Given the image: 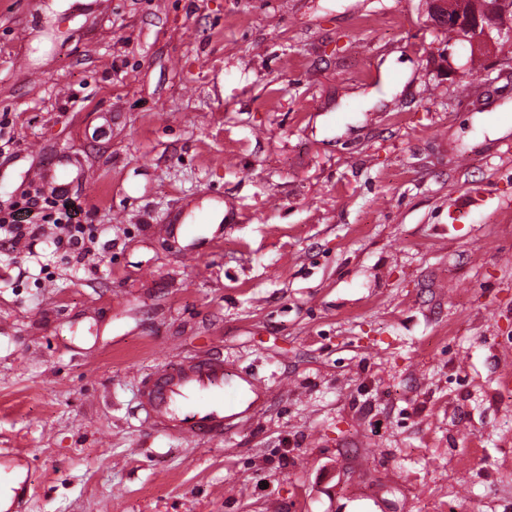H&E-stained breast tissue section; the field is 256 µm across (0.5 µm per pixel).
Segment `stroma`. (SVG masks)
<instances>
[{"instance_id":"stroma-1","label":"stroma","mask_w":512,"mask_h":512,"mask_svg":"<svg viewBox=\"0 0 512 512\" xmlns=\"http://www.w3.org/2000/svg\"><path fill=\"white\" fill-rule=\"evenodd\" d=\"M512 43L421 0H0V499L26 512H512ZM223 219L210 229V208ZM219 355L273 398L175 438ZM51 195L55 198V201H61L60 208H58L57 217L54 218L53 224H57L58 228L62 233H65L70 240L72 247L78 251L84 250L85 239L84 233L86 230L83 224L82 217L79 215L83 214V208L81 205H75L69 197L65 195H57L56 189H52ZM14 208V204L7 209L0 207V239H7L13 248L17 249L27 236L34 238L43 230V225H40V222L47 221V217L41 216L38 219L39 216L35 215L32 219L18 220L17 211ZM23 221L26 224H21ZM270 396L268 383L252 372L231 371L220 356L170 362L140 390L147 415L181 438L222 436Z\"/></svg>"}]
</instances>
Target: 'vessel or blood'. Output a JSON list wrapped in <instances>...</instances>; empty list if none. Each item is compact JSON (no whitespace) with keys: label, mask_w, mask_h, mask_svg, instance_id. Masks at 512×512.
Masks as SVG:
<instances>
[{"label":"vessel or blood","mask_w":512,"mask_h":512,"mask_svg":"<svg viewBox=\"0 0 512 512\" xmlns=\"http://www.w3.org/2000/svg\"><path fill=\"white\" fill-rule=\"evenodd\" d=\"M270 396L268 383L230 370L220 356L168 363L140 390L147 415L182 438L221 436L261 410Z\"/></svg>","instance_id":"obj_1"}]
</instances>
